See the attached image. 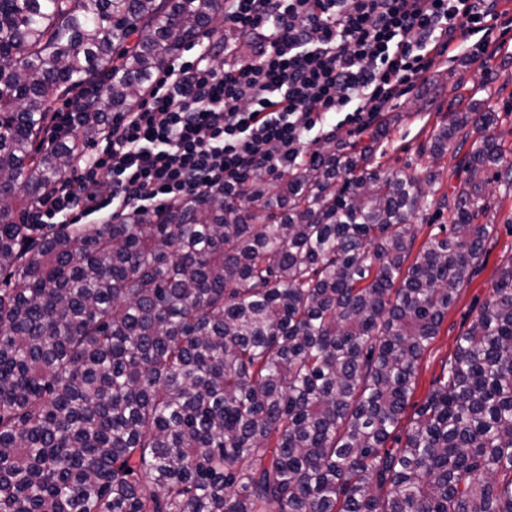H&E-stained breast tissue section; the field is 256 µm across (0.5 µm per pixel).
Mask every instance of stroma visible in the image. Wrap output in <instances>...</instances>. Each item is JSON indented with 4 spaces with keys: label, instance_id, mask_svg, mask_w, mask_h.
Segmentation results:
<instances>
[{
    "label": "stroma",
    "instance_id": "stroma-1",
    "mask_svg": "<svg viewBox=\"0 0 512 512\" xmlns=\"http://www.w3.org/2000/svg\"><path fill=\"white\" fill-rule=\"evenodd\" d=\"M490 98L500 115L497 131L505 147H512V52H501L494 58L469 56L466 59L441 57L424 80L404 87L387 110L392 121L376 147L374 161L384 169L409 166L422 169L435 165L439 173L438 189L447 192L452 174L459 163L457 157L445 155L432 161L420 147L436 121L456 111L460 96ZM488 190L496 214L495 228L486 245L480 268L472 281L462 288L456 303L449 308L439 334L419 363L412 401L421 404L433 378L452 358L457 337L465 332L480 308L490 300L494 283L502 269L512 264V191L499 182Z\"/></svg>",
    "mask_w": 512,
    "mask_h": 512
}]
</instances>
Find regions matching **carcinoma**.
<instances>
[{
	"instance_id": "cac0c4a2",
	"label": "carcinoma",
	"mask_w": 512,
	"mask_h": 512,
	"mask_svg": "<svg viewBox=\"0 0 512 512\" xmlns=\"http://www.w3.org/2000/svg\"><path fill=\"white\" fill-rule=\"evenodd\" d=\"M223 10L0 0V512H512V264L406 418L494 230L487 186H512L488 100L429 132L435 161L471 143L450 195L374 166L380 128L226 197L15 219ZM94 86L75 138L39 149ZM425 200L448 224L415 253Z\"/></svg>"
}]
</instances>
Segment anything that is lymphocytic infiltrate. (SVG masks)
<instances>
[{
  "label": "lymphocytic infiltrate",
  "instance_id": "f902f5d3",
  "mask_svg": "<svg viewBox=\"0 0 512 512\" xmlns=\"http://www.w3.org/2000/svg\"><path fill=\"white\" fill-rule=\"evenodd\" d=\"M499 0H224L237 35L216 63L210 37L169 68L94 152L39 197L28 224H77L92 212L151 213L245 177L302 166L310 146L368 128L397 89L437 57L488 32Z\"/></svg>",
  "mask_w": 512,
  "mask_h": 512
}]
</instances>
